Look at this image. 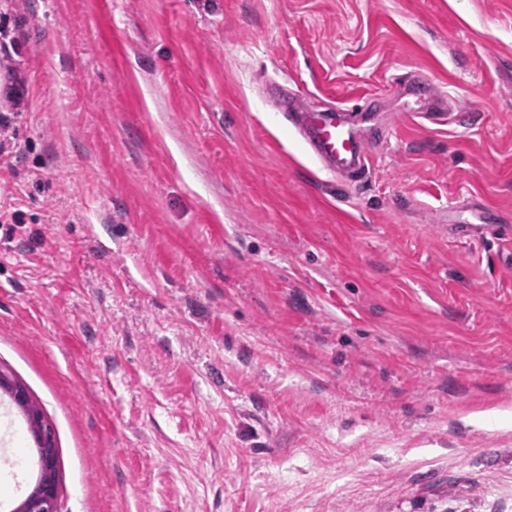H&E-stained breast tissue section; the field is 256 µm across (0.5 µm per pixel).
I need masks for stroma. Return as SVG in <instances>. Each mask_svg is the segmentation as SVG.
Listing matches in <instances>:
<instances>
[{
  "instance_id": "35a3bbf8",
  "label": "stroma",
  "mask_w": 512,
  "mask_h": 512,
  "mask_svg": "<svg viewBox=\"0 0 512 512\" xmlns=\"http://www.w3.org/2000/svg\"><path fill=\"white\" fill-rule=\"evenodd\" d=\"M0 42V370L58 512H512V0H0ZM284 91L355 106L362 178ZM27 427L0 391V512ZM283 112L309 145L324 167L336 176L365 172L367 153L358 133L350 127L341 112H308L299 110L297 102L281 101ZM4 373L0 371L1 390L6 391L13 401L25 410L34 437L39 442V458L44 473L43 481L33 487L35 490L31 494L29 501L23 505L20 511L30 512L34 508L49 509L56 501V485H57V457L58 451L52 440L51 431L42 425L41 415L34 414L33 409L29 407V401L25 390L16 384L8 382L3 378ZM32 489V490H33Z\"/></svg>"
}]
</instances>
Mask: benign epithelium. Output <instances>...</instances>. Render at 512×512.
<instances>
[{
    "label": "benign epithelium",
    "instance_id": "1",
    "mask_svg": "<svg viewBox=\"0 0 512 512\" xmlns=\"http://www.w3.org/2000/svg\"><path fill=\"white\" fill-rule=\"evenodd\" d=\"M0 388L11 396L16 405L25 410L32 433L39 442L38 452L44 479L36 486L29 501L21 507V510L23 512H31L35 508L46 510L52 507L56 501L58 451L53 443L51 431L42 425L41 415L34 414L33 409L29 407L25 390L21 386L4 379V373L1 371Z\"/></svg>",
    "mask_w": 512,
    "mask_h": 512
}]
</instances>
